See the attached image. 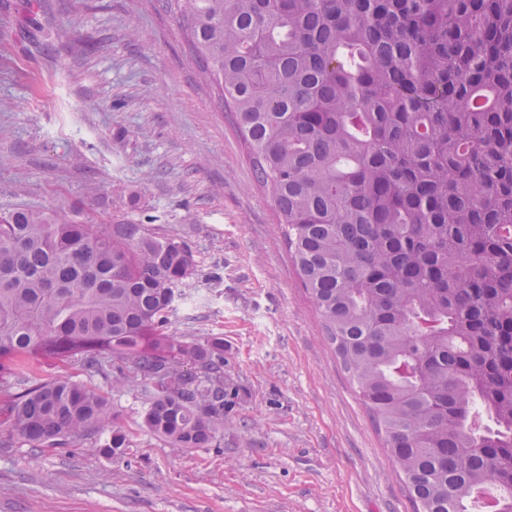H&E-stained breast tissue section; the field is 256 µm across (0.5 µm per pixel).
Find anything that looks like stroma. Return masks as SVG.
<instances>
[{"label":"stroma","instance_id":"obj_1","mask_svg":"<svg viewBox=\"0 0 512 512\" xmlns=\"http://www.w3.org/2000/svg\"><path fill=\"white\" fill-rule=\"evenodd\" d=\"M218 96L160 0H0V209L66 205L187 243L167 331L223 338L235 393L217 441L181 449L144 426L140 387L35 366L106 397L127 448H33L0 424V512H414Z\"/></svg>","mask_w":512,"mask_h":512}]
</instances>
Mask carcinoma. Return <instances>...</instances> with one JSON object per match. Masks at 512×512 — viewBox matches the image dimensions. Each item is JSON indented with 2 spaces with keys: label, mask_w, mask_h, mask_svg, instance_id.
<instances>
[{
  "label": "carcinoma",
  "mask_w": 512,
  "mask_h": 512,
  "mask_svg": "<svg viewBox=\"0 0 512 512\" xmlns=\"http://www.w3.org/2000/svg\"><path fill=\"white\" fill-rule=\"evenodd\" d=\"M285 226L302 287L406 479L414 512H512V0H163ZM78 211L0 210V419L33 448L109 430L107 400L34 363L147 396L145 427L204 448L224 340L165 328L184 242Z\"/></svg>",
  "instance_id": "obj_1"
}]
</instances>
